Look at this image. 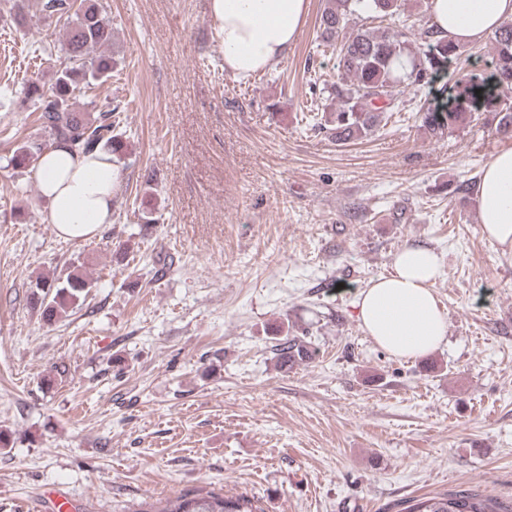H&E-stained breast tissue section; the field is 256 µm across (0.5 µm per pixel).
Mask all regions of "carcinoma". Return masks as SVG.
<instances>
[{
	"instance_id": "carcinoma-1",
	"label": "carcinoma",
	"mask_w": 512,
	"mask_h": 512,
	"mask_svg": "<svg viewBox=\"0 0 512 512\" xmlns=\"http://www.w3.org/2000/svg\"><path fill=\"white\" fill-rule=\"evenodd\" d=\"M34 7L38 19L53 17L62 24L66 54V64L56 71L50 88L37 83L28 87L37 122L50 132L52 143L73 154L105 148L122 160L125 146L114 120L121 106L109 102L93 116L76 105L77 93L112 76V24L103 6L97 0H36ZM363 15L381 18L388 26L377 32L348 31L350 23ZM318 32L322 42L336 46V75L323 88L336 109L314 126L340 143L373 133L393 113L405 109L407 95L418 96L451 65L465 63L460 45L437 37L430 28L423 31L424 46H415L401 0H324ZM438 97L439 101H425L418 109L422 127L431 136L442 139L488 112L497 118L499 132L512 137V22L495 32L492 70L467 71L454 87L442 86ZM43 150L44 145L34 141L18 145L10 158L12 169L29 170ZM90 288L91 281L74 269L51 279L36 278L32 299L50 322L84 302ZM276 351L281 363L290 367L313 359L308 343L297 336L285 339ZM158 512L263 510L253 497L200 490L175 497ZM404 512H512V504L463 489L415 499Z\"/></svg>"
}]
</instances>
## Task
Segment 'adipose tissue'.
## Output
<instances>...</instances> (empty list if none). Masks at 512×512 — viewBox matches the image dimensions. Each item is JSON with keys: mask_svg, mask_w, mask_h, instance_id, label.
<instances>
[{"mask_svg": "<svg viewBox=\"0 0 512 512\" xmlns=\"http://www.w3.org/2000/svg\"><path fill=\"white\" fill-rule=\"evenodd\" d=\"M429 24L458 44L482 39L512 19V0H429ZM309 0H209L224 46V67L247 76L280 61L297 39ZM46 220L65 240L88 239L112 221L121 174L110 152L78 156L46 150L37 162ZM478 222L495 248L512 254V147L494 154L475 182ZM440 273L435 251L401 250L391 273L372 280L355 302L357 318L381 348L397 358H423L445 341L447 319L434 292Z\"/></svg>", "mask_w": 512, "mask_h": 512, "instance_id": "adipose-tissue-1", "label": "adipose tissue"}]
</instances>
